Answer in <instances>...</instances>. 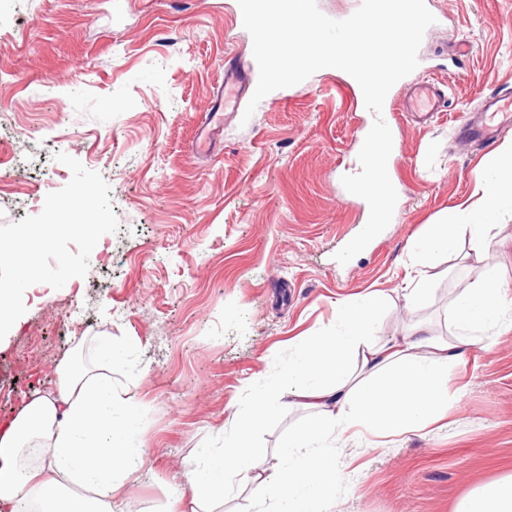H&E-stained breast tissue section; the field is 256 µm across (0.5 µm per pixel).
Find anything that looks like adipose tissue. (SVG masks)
<instances>
[{"mask_svg":"<svg viewBox=\"0 0 512 512\" xmlns=\"http://www.w3.org/2000/svg\"><path fill=\"white\" fill-rule=\"evenodd\" d=\"M499 169L486 174L483 195L471 206L472 224L424 225L409 251L420 272L407 295L419 304L429 291L426 269L438 253L451 250L468 232L474 251L488 252L484 219L512 194V140L500 148ZM512 286L484 279L454 305L456 336L445 341L404 334L379 344L370 334L380 291L338 302L336 335L303 340L287 370L269 378L250 407L236 416L237 435L221 448L200 451L202 465L190 480L191 494H224L228 474L243 476L257 494L275 500L282 512H318L339 471L332 449L318 441L331 431L388 433L421 428L444 417L448 367L475 340L491 341L512 308ZM54 393L34 398L0 434V512H114L112 500L128 473L143 468L134 447L138 415L133 402L115 408L112 382L59 364ZM302 406L319 416L315 428L292 433L283 449L286 465L267 469L246 445L249 435L274 413ZM455 512H512V471L473 487Z\"/></svg>","mask_w":512,"mask_h":512,"instance_id":"adipose-tissue-1","label":"adipose tissue"}]
</instances>
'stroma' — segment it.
Listing matches in <instances>:
<instances>
[{
    "label": "stroma",
    "mask_w": 512,
    "mask_h": 512,
    "mask_svg": "<svg viewBox=\"0 0 512 512\" xmlns=\"http://www.w3.org/2000/svg\"><path fill=\"white\" fill-rule=\"evenodd\" d=\"M431 2L439 21L403 82L436 83L446 109L422 123L393 95L398 202L343 265L334 255L365 226L367 203L347 199L341 178L359 172L354 132L371 121L343 75L322 69L288 98L271 92L247 121L222 112L203 144L225 53L242 69L252 56L237 0H0V224L39 214L69 182L56 152L101 174L119 221L88 274L41 288L0 340V431L71 361L111 377L115 403L137 405L145 469L127 476L115 512H277L239 476L221 499L195 502L185 489L200 449L235 437V411L287 369L298 339L335 335L337 300L387 294L376 341L414 326L445 338L458 296L486 277L512 285L507 203L489 258L462 235L435 258L421 305L405 307L417 275L409 244L479 200L498 151L458 126L487 94L512 91V0ZM98 336L121 362L98 358ZM315 423L304 409L283 412L248 446L279 468L289 436ZM323 444L339 470L323 512H454L470 488L512 470V331L449 366L444 420Z\"/></svg>",
    "instance_id": "35a3bbf8"
}]
</instances>
